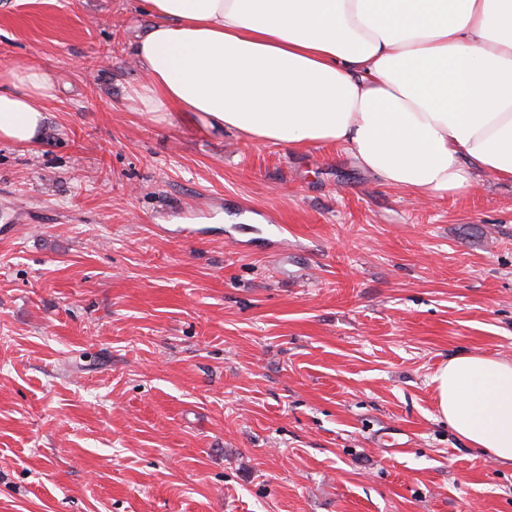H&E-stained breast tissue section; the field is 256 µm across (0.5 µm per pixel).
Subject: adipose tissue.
Listing matches in <instances>:
<instances>
[{
	"label": "adipose tissue",
	"mask_w": 512,
	"mask_h": 512,
	"mask_svg": "<svg viewBox=\"0 0 512 512\" xmlns=\"http://www.w3.org/2000/svg\"><path fill=\"white\" fill-rule=\"evenodd\" d=\"M131 109L199 120L255 144H338L417 199L512 182V0H144ZM54 80L0 70V142L36 145ZM437 413L512 464V362L455 356Z\"/></svg>",
	"instance_id": "ef3b65f1"
}]
</instances>
